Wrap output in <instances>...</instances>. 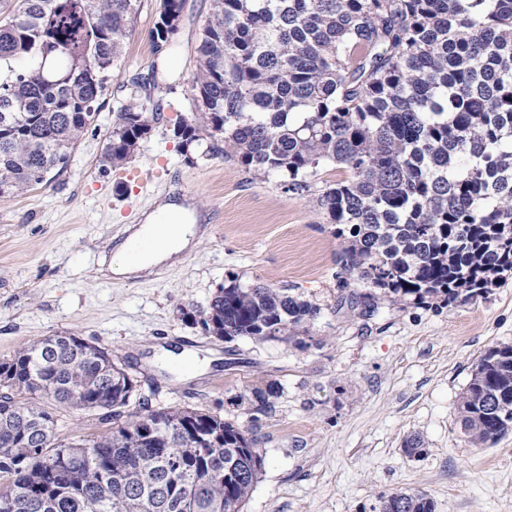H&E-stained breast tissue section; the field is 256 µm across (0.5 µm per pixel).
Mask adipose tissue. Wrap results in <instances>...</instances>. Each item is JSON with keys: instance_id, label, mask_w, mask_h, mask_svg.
I'll list each match as a JSON object with an SVG mask.
<instances>
[{"instance_id": "obj_1", "label": "adipose tissue", "mask_w": 512, "mask_h": 512, "mask_svg": "<svg viewBox=\"0 0 512 512\" xmlns=\"http://www.w3.org/2000/svg\"><path fill=\"white\" fill-rule=\"evenodd\" d=\"M204 226L190 222L189 207L182 202L156 203L143 223L136 225L130 241L151 240V247L137 257H129L126 246H119L109 260V269L119 278L137 277L159 266H174L192 252L206 236Z\"/></svg>"}]
</instances>
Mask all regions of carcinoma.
I'll list each match as a JSON object with an SVG mask.
<instances>
[{"label": "carcinoma", "mask_w": 512, "mask_h": 512, "mask_svg": "<svg viewBox=\"0 0 512 512\" xmlns=\"http://www.w3.org/2000/svg\"><path fill=\"white\" fill-rule=\"evenodd\" d=\"M140 0L0 4V196L49 182L97 122ZM184 0H158L149 38L171 48ZM174 128L185 154L209 139L294 193L319 171L341 177L318 206L342 241L340 272L373 313L441 298L465 302L512 273V0H212ZM151 132L140 102L121 107L105 166ZM323 308L236 276L183 319L226 343L291 342ZM80 394L75 404L74 394ZM266 381L241 398L265 413ZM112 428L56 436L55 412ZM458 417L475 446L512 432V344L472 370ZM256 439L202 409H152L105 348L71 334L0 361V512H244L262 469ZM371 512H435L428 494H380Z\"/></svg>", "instance_id": "carcinoma-1"}]
</instances>
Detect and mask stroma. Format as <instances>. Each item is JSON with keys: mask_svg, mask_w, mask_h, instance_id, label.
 <instances>
[{"mask_svg": "<svg viewBox=\"0 0 512 512\" xmlns=\"http://www.w3.org/2000/svg\"><path fill=\"white\" fill-rule=\"evenodd\" d=\"M156 4L141 0L125 63L68 168L0 197V360L72 333L129 364L152 408L204 409L249 428L264 468L244 512H370L378 494L401 491L427 493L436 512H512V432L477 447L457 416L478 360L512 344V274L465 303L383 300L371 316L338 307L341 245L316 204L337 171L300 195L278 174L256 176L225 157L220 141L214 155L186 159L173 129L188 114L184 94L211 0H185L165 55L149 39ZM132 99L145 104L151 131L129 162L103 168L118 108ZM166 198L192 203L206 237L158 274L106 277L101 256ZM232 274L302 294L324 315L299 345L207 336L181 311L206 307ZM184 348L216 359L185 378L164 356ZM271 379L283 393L251 421L235 398ZM412 434L425 440V456L404 452Z\"/></svg>", "mask_w": 512, "mask_h": 512, "instance_id": "obj_1", "label": "stroma"}]
</instances>
